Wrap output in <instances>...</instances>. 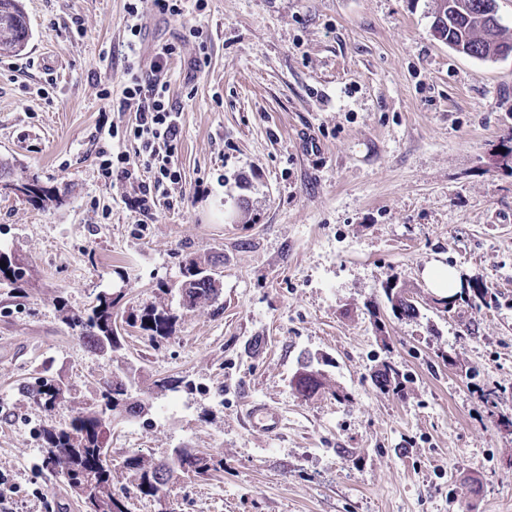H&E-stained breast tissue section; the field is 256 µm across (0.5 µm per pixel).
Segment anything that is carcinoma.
<instances>
[{
	"label": "carcinoma",
	"instance_id": "cac0c4a2",
	"mask_svg": "<svg viewBox=\"0 0 512 512\" xmlns=\"http://www.w3.org/2000/svg\"><path fill=\"white\" fill-rule=\"evenodd\" d=\"M496 12V0H436L432 29L453 50L474 58H489L512 54V40H506L500 26H488V13ZM27 46V20L19 0H0V54H21ZM27 200L37 205L60 203L58 195L31 180L12 184ZM218 260L188 257L182 267L180 290L187 291L182 301L183 309L191 311L200 304L218 301L221 275L215 271L207 273V267L215 269ZM25 264L16 257L0 252V280L10 286L20 287L25 281ZM387 303L397 319H414L420 313V302L407 294L394 281L384 286ZM124 294L103 292L87 314H68L66 324L90 349L96 351L102 345L109 347V355L122 349V336L117 326L115 309ZM122 322L131 328L148 333L150 339L168 337L176 323V316L156 306L140 309L129 307L123 311ZM327 360L322 357L306 358L293 375L290 385L303 398H310L325 388L322 366ZM404 373L396 366L383 363L374 371L372 382L382 392H398ZM40 393L38 404L47 410L55 408L57 402L70 394L69 385L60 379L38 377L33 385L26 387L27 396L33 398ZM145 403L129 392L128 382L118 377L104 383L96 397L82 403L68 423L63 426L45 424L39 437L48 459L47 468L66 483L77 494L84 491V480L95 482L98 499L97 512H131L129 497L120 498L112 490V467L109 439L112 424L118 420L139 418L137 409ZM224 461L202 453L194 448L180 447L171 450L164 460L150 455L132 454L124 460V466L133 473L136 493L142 497H156L165 484L166 475L180 470L196 475L223 466Z\"/></svg>",
	"mask_w": 512,
	"mask_h": 512
}]
</instances>
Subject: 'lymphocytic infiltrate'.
<instances>
[{
    "label": "lymphocytic infiltrate",
    "instance_id": "1",
    "mask_svg": "<svg viewBox=\"0 0 512 512\" xmlns=\"http://www.w3.org/2000/svg\"><path fill=\"white\" fill-rule=\"evenodd\" d=\"M153 8L163 15L179 16L184 12V0H128V30L131 37L128 50L131 60L127 67L128 82L122 91L119 108L132 112L134 119L124 131L108 129L109 137L124 135L136 141V154L115 152L100 147L96 159L99 171L107 183L130 184L133 193L126 199L129 209L144 217H152L160 200L158 191L164 183L179 184L181 172L175 155L181 133L180 109L170 97L168 82L161 75L176 48L164 44L156 48L149 65H142L139 54L142 26L140 19L145 8ZM149 169V176H141V169Z\"/></svg>",
    "mask_w": 512,
    "mask_h": 512
}]
</instances>
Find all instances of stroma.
Wrapping results in <instances>:
<instances>
[{
    "mask_svg": "<svg viewBox=\"0 0 512 512\" xmlns=\"http://www.w3.org/2000/svg\"><path fill=\"white\" fill-rule=\"evenodd\" d=\"M21 3L27 47L0 55V158L60 201L39 208L0 183V251L28 265L21 291L0 285V476L14 512H83L27 434L71 416L25 396L36 372L83 400L126 366L151 410L112 430L116 493L134 483V452L186 445L224 461L175 474L132 512H512V56L449 48L431 29L435 0L147 10L142 56L176 47L184 200L143 225L95 159L99 125L131 118L100 96L125 85L126 0ZM190 255L221 257L220 307H180ZM434 261L482 281L491 305L444 312L421 276ZM390 279L417 295L419 317L392 316ZM119 290L122 307L176 315L172 335L130 333L110 358L79 341L64 312ZM304 353L327 359L330 383L307 400L289 386ZM384 362L408 374L400 392L373 385ZM165 377L192 388L153 391ZM253 404L282 414L278 435L244 426Z\"/></svg>",
    "mask_w": 512,
    "mask_h": 512,
    "instance_id": "1",
    "label": "stroma"
}]
</instances>
